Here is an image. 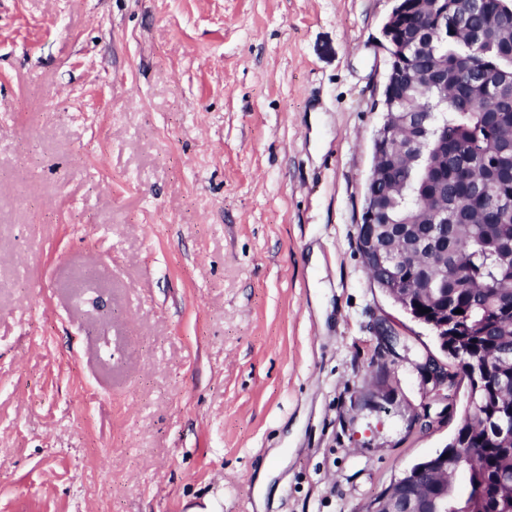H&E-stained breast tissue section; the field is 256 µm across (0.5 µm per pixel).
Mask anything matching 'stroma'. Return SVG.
I'll return each mask as SVG.
<instances>
[{
  "instance_id": "1",
  "label": "stroma",
  "mask_w": 512,
  "mask_h": 512,
  "mask_svg": "<svg viewBox=\"0 0 512 512\" xmlns=\"http://www.w3.org/2000/svg\"><path fill=\"white\" fill-rule=\"evenodd\" d=\"M394 5L0 0V512H362L450 441L356 243Z\"/></svg>"
}]
</instances>
